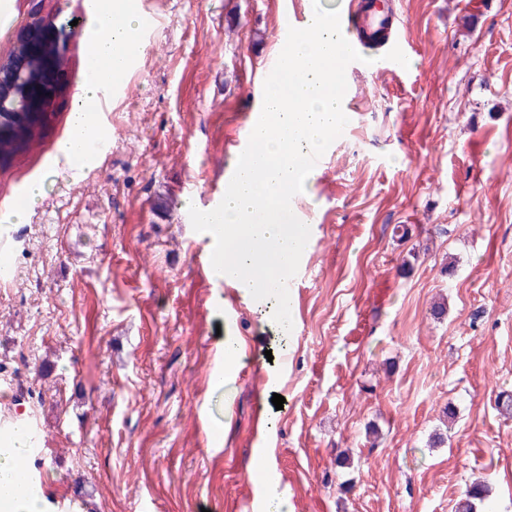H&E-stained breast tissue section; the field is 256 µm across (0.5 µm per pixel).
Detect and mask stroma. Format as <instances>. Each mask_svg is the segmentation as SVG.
<instances>
[{"label":"stroma","instance_id":"35a3bbf8","mask_svg":"<svg viewBox=\"0 0 512 512\" xmlns=\"http://www.w3.org/2000/svg\"><path fill=\"white\" fill-rule=\"evenodd\" d=\"M294 1L157 0L106 169L77 182L58 146L94 21L84 0H0L1 90L21 94L23 43L63 60L25 128L0 111V216L43 186L7 241L0 422L39 427L45 512H251L271 492L284 512H458L476 476L512 512V0H393L419 56L346 76L356 119L294 198L314 239L285 334L273 300L229 312L195 275L214 245L185 213L233 166ZM278 57L263 59L260 62V64L258 65V67H256V71H255L253 79L246 86V91L248 93L254 94L261 101V103L255 111L246 112L240 116L241 132H240L237 140H235L231 143L232 151L236 157V160H238L240 153L245 149V147L248 143V140H249V136L259 118L261 108H262V101H263L264 80L267 77V75L270 73L272 68L274 67Z\"/></svg>","mask_w":512,"mask_h":512}]
</instances>
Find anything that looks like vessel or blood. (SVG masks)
Wrapping results in <instances>:
<instances>
[{
	"label": "vessel or blood",
	"mask_w": 512,
	"mask_h": 512,
	"mask_svg": "<svg viewBox=\"0 0 512 512\" xmlns=\"http://www.w3.org/2000/svg\"><path fill=\"white\" fill-rule=\"evenodd\" d=\"M341 31L359 54L373 53L374 68L390 66L406 71L413 54L406 39L407 19L395 11L391 0H348L347 8L340 14ZM123 82L111 79L98 84L94 89L93 103L84 114L83 122L91 137L77 161L69 163L71 175L83 178L100 172L104 161L112 152V139L108 129V116L104 110L106 102L123 97ZM194 267L202 277L220 283L238 299V279L217 273L208 254L195 253Z\"/></svg>",
	"instance_id": "b4317fda"
}]
</instances>
